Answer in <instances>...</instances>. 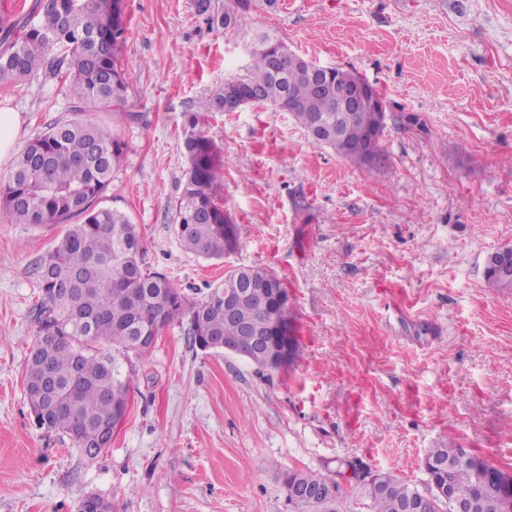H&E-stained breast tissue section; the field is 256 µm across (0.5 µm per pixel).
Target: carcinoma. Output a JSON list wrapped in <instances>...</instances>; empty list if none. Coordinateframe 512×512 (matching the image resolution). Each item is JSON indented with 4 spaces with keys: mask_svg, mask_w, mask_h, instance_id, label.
<instances>
[{
    "mask_svg": "<svg viewBox=\"0 0 512 512\" xmlns=\"http://www.w3.org/2000/svg\"><path fill=\"white\" fill-rule=\"evenodd\" d=\"M113 0H34L28 13L0 25V86L33 76L45 81L69 74L70 111L75 118L49 125L17 154L13 168L0 177V209L17 224H63L54 247L39 260V285L33 308L35 338L27 359L26 394L42 427L69 438L89 454L99 428L127 409L130 386L120 378L119 353L143 358L152 346L136 347L138 337L153 328L188 319L193 343L210 336L227 344L241 331L224 319V283L235 278L277 288L282 279L262 266H241L224 275L204 299L193 300L175 288L166 274L151 271L141 260L136 226L118 209L100 206L112 177L120 169L128 144L110 130L82 118L105 112L112 124L134 119L127 109L130 77L121 60L126 40L124 18ZM251 0H234L224 13H212L211 0H197L211 26L253 46L242 76L224 81L194 112L187 113L183 154L187 168L175 208L174 231L183 249L206 258H221L233 246L225 231L232 223L218 204V151L198 129L202 112L224 111L228 96H248L253 104L290 112L310 131L313 120L330 132L313 143L341 155L336 142V90L350 89L361 79L345 67H329L310 75L288 67L283 76L274 57L287 45L266 32L243 25ZM377 110L368 105L341 131L347 141L368 137ZM485 278L499 290H512V274L502 275L488 264ZM240 316L265 323L289 324L290 308L258 309L252 299L238 303ZM456 446L442 443L428 450L423 467L449 485L454 498L479 500L481 512H503L496 495L481 487L473 471L455 462ZM327 475L289 470L282 483L318 486ZM383 489L367 491L372 512H402V503L419 489L398 476L381 472ZM343 496L300 505L294 512H341Z\"/></svg>",
    "mask_w": 512,
    "mask_h": 512,
    "instance_id": "carcinoma-1",
    "label": "carcinoma"
}]
</instances>
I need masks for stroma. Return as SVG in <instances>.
Segmentation results:
<instances>
[{
    "label": "stroma",
    "instance_id": "stroma-1",
    "mask_svg": "<svg viewBox=\"0 0 512 512\" xmlns=\"http://www.w3.org/2000/svg\"><path fill=\"white\" fill-rule=\"evenodd\" d=\"M123 65L137 121L104 198L136 224L143 263L189 296L228 270H274L290 294L296 354L259 371L166 327L144 359H121L126 416L86 458L40 429L23 380L34 339V267L61 227L0 212V512H289L282 471L343 463L424 487L446 441L512 471V293L485 261L512 247V0H252L245 22L325 67L355 69L387 102L382 159L358 167L315 145L290 113L207 112L217 199L237 246L185 252L173 230L186 170L184 115L247 53L195 0H125ZM20 112L17 146L70 119L67 79L0 87Z\"/></svg>",
    "mask_w": 512,
    "mask_h": 512
}]
</instances>
